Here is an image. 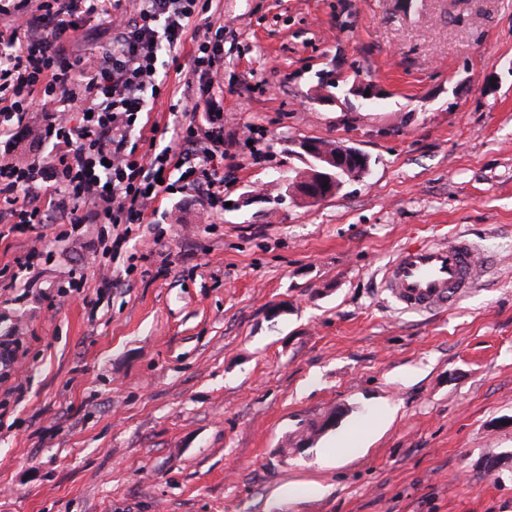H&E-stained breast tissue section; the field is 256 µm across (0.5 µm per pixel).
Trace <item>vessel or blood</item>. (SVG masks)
<instances>
[{
    "label": "vessel or blood",
    "mask_w": 512,
    "mask_h": 512,
    "mask_svg": "<svg viewBox=\"0 0 512 512\" xmlns=\"http://www.w3.org/2000/svg\"><path fill=\"white\" fill-rule=\"evenodd\" d=\"M488 272L487 257L457 233L401 247L381 267L378 285L397 310L428 314L454 306L482 286Z\"/></svg>",
    "instance_id": "obj_1"
}]
</instances>
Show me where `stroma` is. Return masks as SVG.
<instances>
[{
  "mask_svg": "<svg viewBox=\"0 0 512 512\" xmlns=\"http://www.w3.org/2000/svg\"><path fill=\"white\" fill-rule=\"evenodd\" d=\"M213 5L228 206L209 226L196 192L165 196L160 239L130 236L144 273L111 288L91 224L25 295L0 289L25 386L0 418V512H512V0ZM67 49L95 70L107 15ZM307 139L358 148L368 174L290 198ZM457 231L486 285L395 313L374 269ZM74 270L90 304L48 309Z\"/></svg>",
  "mask_w": 512,
  "mask_h": 512,
  "instance_id": "stroma-1",
  "label": "stroma"
}]
</instances>
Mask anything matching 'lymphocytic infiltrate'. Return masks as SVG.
<instances>
[{
	"instance_id": "f902f5d3",
	"label": "lymphocytic infiltrate",
	"mask_w": 512,
	"mask_h": 512,
	"mask_svg": "<svg viewBox=\"0 0 512 512\" xmlns=\"http://www.w3.org/2000/svg\"><path fill=\"white\" fill-rule=\"evenodd\" d=\"M213 0H113L112 51L93 76L65 44L101 0H0L15 31L27 33L24 51L0 36V132L19 128L49 144L46 155L0 159V223L10 231L36 230L59 214L64 228L56 242L80 235L86 222L99 224L95 268L102 287L112 285L116 262L133 225L148 223L171 171L183 188L201 191L210 212L224 200V111L208 103L224 64V29L207 20ZM203 30L189 34L192 18ZM193 37L188 61L198 86L173 143H164L159 123L145 124L146 94H158L161 50ZM45 121L26 123L32 109ZM205 118H198V111ZM137 139H130L131 131Z\"/></svg>"
}]
</instances>
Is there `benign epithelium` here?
Returning a JSON list of instances; mask_svg holds the SVG:
<instances>
[{
    "label": "benign epithelium",
    "mask_w": 512,
    "mask_h": 512,
    "mask_svg": "<svg viewBox=\"0 0 512 512\" xmlns=\"http://www.w3.org/2000/svg\"><path fill=\"white\" fill-rule=\"evenodd\" d=\"M299 147L310 169L288 184V193L307 203L321 202L340 190L337 170L352 168L357 171L358 178L369 171L367 156L354 147L339 143L325 146L312 140L301 142Z\"/></svg>",
    "instance_id": "7a95c632"
}]
</instances>
